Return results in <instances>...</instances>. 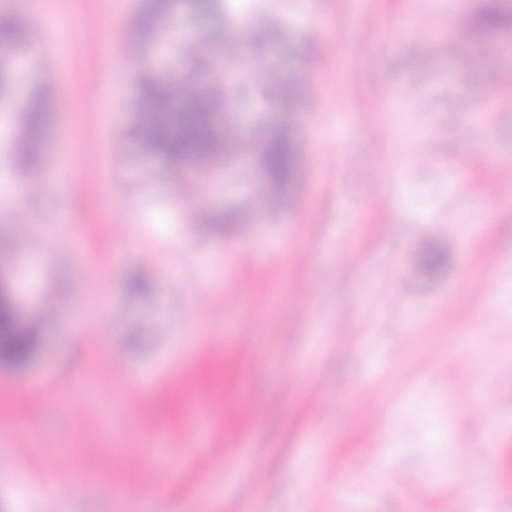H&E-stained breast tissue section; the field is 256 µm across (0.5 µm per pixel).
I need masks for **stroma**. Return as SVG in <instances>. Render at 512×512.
Returning <instances> with one entry per match:
<instances>
[{
	"label": "stroma",
	"mask_w": 512,
	"mask_h": 512,
	"mask_svg": "<svg viewBox=\"0 0 512 512\" xmlns=\"http://www.w3.org/2000/svg\"><path fill=\"white\" fill-rule=\"evenodd\" d=\"M146 2L43 0L12 53L17 108L39 87L52 110L38 164L0 167L24 188L0 277L41 324L31 364L0 362V512H512V29L452 47L481 0H278L298 179L273 219L201 235L196 207L257 205L255 162L184 183L144 152L133 72L213 71L139 49ZM224 10L176 0L167 27L218 53L225 18L259 21Z\"/></svg>",
	"instance_id": "1"
}]
</instances>
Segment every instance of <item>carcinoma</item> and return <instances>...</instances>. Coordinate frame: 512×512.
Returning <instances> with one entry per match:
<instances>
[{"mask_svg":"<svg viewBox=\"0 0 512 512\" xmlns=\"http://www.w3.org/2000/svg\"><path fill=\"white\" fill-rule=\"evenodd\" d=\"M170 8V0H148L147 10L137 25V38L141 43L154 42ZM222 8V0H192V9L203 17L218 15ZM480 25L488 34L511 28L512 8L505 5V0H484ZM27 32L28 26L15 17L0 19V111H7L14 105L15 77L10 56L15 47L25 41ZM278 36V28L268 17L253 27L244 43L233 34V25L225 23V55L254 72L250 80L233 86L203 79L185 88L166 72L149 66L142 68L136 83L146 110L138 124V135L146 153L163 159L171 167L187 169L197 177L200 175L197 165L207 157L222 152L228 158L246 150L255 158L262 181L280 193L287 192L295 182L298 160V145L288 122L278 121L267 126L258 137L247 140L230 119H224L222 128L216 121L220 113L233 112L239 101L252 95L263 99L268 109L279 115L293 111L297 97L294 81L260 56L262 46ZM23 112L31 130L35 131L44 120L47 102L35 93ZM41 150L38 139L26 140L15 151L14 161L18 166L33 164L38 161ZM277 203V197L267 196L249 213L238 206H229L223 216L214 220L209 212L201 211L194 223L203 233L209 232L214 223L224 225L226 230L246 221L257 224L267 218ZM37 352L38 329L20 321L12 295L1 293L0 358L25 366L33 362Z\"/></svg>","mask_w":512,"mask_h":512,"instance_id":"cac0c4a2","label":"carcinoma"}]
</instances>
